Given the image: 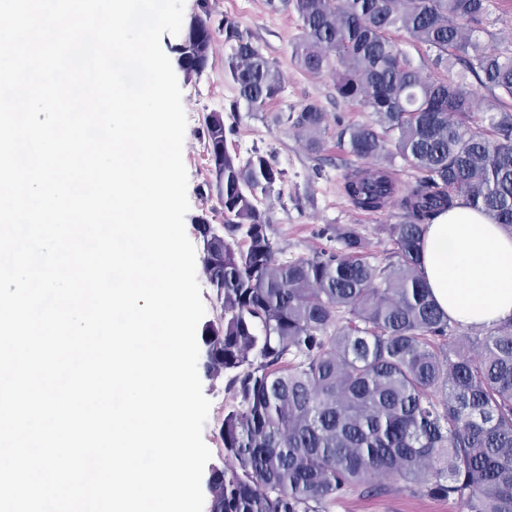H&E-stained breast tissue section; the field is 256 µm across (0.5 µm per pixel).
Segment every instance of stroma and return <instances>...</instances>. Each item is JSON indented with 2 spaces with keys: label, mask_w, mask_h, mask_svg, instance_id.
Returning <instances> with one entry per match:
<instances>
[{
  "label": "stroma",
  "mask_w": 512,
  "mask_h": 512,
  "mask_svg": "<svg viewBox=\"0 0 512 512\" xmlns=\"http://www.w3.org/2000/svg\"><path fill=\"white\" fill-rule=\"evenodd\" d=\"M209 6L213 19L227 16L236 20L262 53L277 64L284 75V90L257 112L239 102L234 84L224 76L229 49L219 31L214 34L213 50L203 73L191 77L178 74L184 110L194 116L186 127L183 144L190 205L185 228L190 241H200L197 219L203 217L212 224L224 221L216 197L206 189L212 178L211 166L199 136L204 116L220 112L229 129V151L243 158L255 151L271 156L285 172L283 181L263 198L261 208L271 235L286 246L289 258L306 257L327 247L334 229L352 224L369 240L374 262H389L393 245L378 227L402 221L404 212L398 200L367 212L355 207L343 190L345 179L364 170L366 163L347 153L339 138L340 128L371 122V112L337 95L333 68L313 74L296 64L292 50L301 35V21L295 12L272 11L266 0H209ZM483 28V43L512 55V0H490ZM395 38L424 74L463 80L476 107L491 99V90L474 77L460 78L459 67L434 66V50L412 43L401 32ZM310 102L318 103L328 116L323 146L317 153L309 152L292 128L275 121L277 114L299 110ZM382 486L378 494L359 491L338 499L329 512H466L460 501L413 495L388 478Z\"/></svg>",
  "instance_id": "obj_1"
}]
</instances>
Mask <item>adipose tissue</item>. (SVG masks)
<instances>
[{
    "label": "adipose tissue",
    "mask_w": 512,
    "mask_h": 512,
    "mask_svg": "<svg viewBox=\"0 0 512 512\" xmlns=\"http://www.w3.org/2000/svg\"><path fill=\"white\" fill-rule=\"evenodd\" d=\"M421 271L439 308L464 325L512 319V236L457 205L425 227Z\"/></svg>",
    "instance_id": "obj_1"
}]
</instances>
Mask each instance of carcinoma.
I'll list each match as a JSON object with an SVG mask.
<instances>
[{
    "label": "carcinoma",
    "mask_w": 512,
    "mask_h": 512,
    "mask_svg": "<svg viewBox=\"0 0 512 512\" xmlns=\"http://www.w3.org/2000/svg\"><path fill=\"white\" fill-rule=\"evenodd\" d=\"M294 10L303 36L298 65L319 73L333 57L336 92L375 116L352 125L350 154L397 155L421 174L401 199L405 220L379 227L397 261H370L355 225L335 247L290 259L268 233L258 194L285 172L226 147L224 115L204 118L202 140L224 222L200 220L202 264L221 308L202 336L210 376L233 399L219 436L237 467L210 478L209 512H327L378 478L411 494L454 497L467 512H512V321L455 336L423 279L425 224L462 200L512 234V56L475 36L487 0H267ZM224 33V74L249 109L283 92V74L238 22L211 19L208 0L175 47L186 76L208 65ZM406 33L462 63L495 92L475 116L461 83L423 75L391 37ZM291 123L321 150L325 112L307 103ZM351 201L378 211L395 193L386 173L346 179Z\"/></svg>",
    "instance_id": "cac0c4a2"
}]
</instances>
